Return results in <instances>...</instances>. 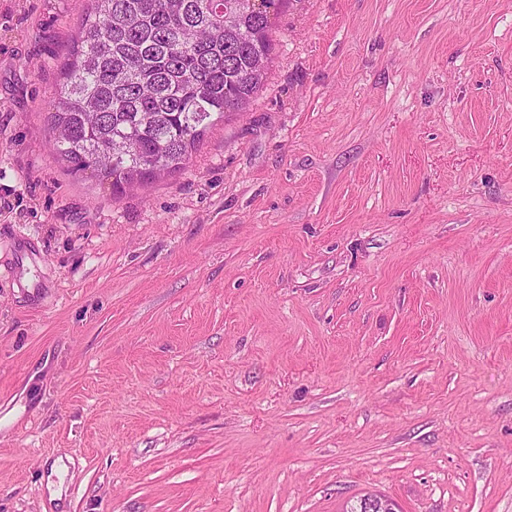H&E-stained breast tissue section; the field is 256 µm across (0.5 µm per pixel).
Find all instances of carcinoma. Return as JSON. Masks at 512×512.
<instances>
[{
	"mask_svg": "<svg viewBox=\"0 0 512 512\" xmlns=\"http://www.w3.org/2000/svg\"><path fill=\"white\" fill-rule=\"evenodd\" d=\"M57 63L53 152L112 195L183 169L208 131L242 112L273 62L272 20L288 0H86ZM134 140L140 152L123 154Z\"/></svg>",
	"mask_w": 512,
	"mask_h": 512,
	"instance_id": "1",
	"label": "carcinoma"
}]
</instances>
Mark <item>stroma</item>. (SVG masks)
<instances>
[{"label": "stroma", "mask_w": 512, "mask_h": 512, "mask_svg": "<svg viewBox=\"0 0 512 512\" xmlns=\"http://www.w3.org/2000/svg\"><path fill=\"white\" fill-rule=\"evenodd\" d=\"M82 5L0 0V512H512V0H291L119 197L43 120Z\"/></svg>", "instance_id": "1"}]
</instances>
